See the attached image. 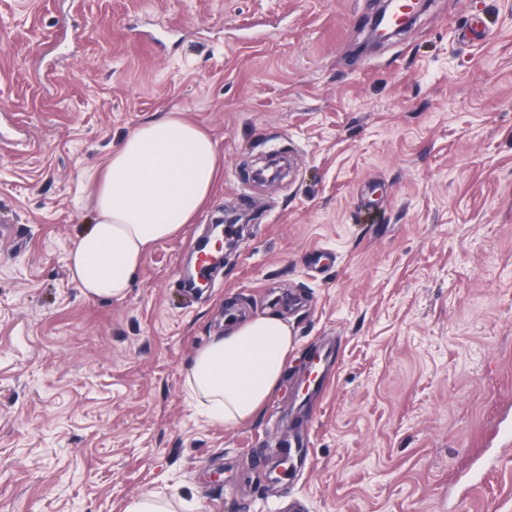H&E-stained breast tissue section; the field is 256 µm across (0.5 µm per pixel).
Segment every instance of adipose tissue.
<instances>
[{
    "label": "adipose tissue",
    "instance_id": "adipose-tissue-1",
    "mask_svg": "<svg viewBox=\"0 0 512 512\" xmlns=\"http://www.w3.org/2000/svg\"><path fill=\"white\" fill-rule=\"evenodd\" d=\"M218 168L216 142L184 113L135 127L90 176L92 219L69 254L71 277L84 294L124 299L146 253L211 201ZM294 348L278 314L230 323L195 353L185 390L212 421L240 425L277 390Z\"/></svg>",
    "mask_w": 512,
    "mask_h": 512
}]
</instances>
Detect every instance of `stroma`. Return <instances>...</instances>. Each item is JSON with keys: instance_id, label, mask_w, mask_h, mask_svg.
<instances>
[{"instance_id": "obj_1", "label": "stroma", "mask_w": 512, "mask_h": 512, "mask_svg": "<svg viewBox=\"0 0 512 512\" xmlns=\"http://www.w3.org/2000/svg\"><path fill=\"white\" fill-rule=\"evenodd\" d=\"M373 0H0V512H512V0H430L365 53ZM206 128L221 175L120 301L67 258L81 175L139 122ZM278 184L245 167L270 153ZM253 213L185 288L225 210ZM295 336L258 416L208 421L191 355L229 315ZM328 385L303 405L309 361ZM309 432L270 480L272 445ZM223 223L232 224L234 220L224 216V219H218L215 224H211L208 230V235L206 238V242L209 245L212 241L211 236L213 235V240H215V252L216 254L209 253L208 254V262L206 265H200L199 263L196 265L195 269L197 270V279L201 286H206L208 284V276H211L212 273L218 268L223 267L224 265V226ZM220 235L215 234L219 227H221ZM221 237V238H220ZM169 502H164L151 495H140L130 499L124 512H175Z\"/></svg>"}]
</instances>
